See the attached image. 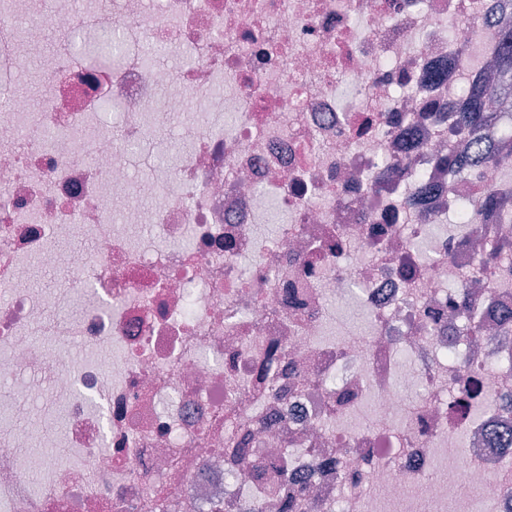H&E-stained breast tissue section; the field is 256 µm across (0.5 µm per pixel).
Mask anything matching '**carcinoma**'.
<instances>
[{
  "mask_svg": "<svg viewBox=\"0 0 512 512\" xmlns=\"http://www.w3.org/2000/svg\"><path fill=\"white\" fill-rule=\"evenodd\" d=\"M489 36L497 43L498 54L491 72L479 81H472L466 90L467 107L458 113L452 130L459 135L468 131H495V128L512 123V26L501 25L488 30ZM70 52L81 57L86 65L103 70L112 69L124 55V35L111 29L74 31L68 38ZM448 172L460 177L477 167H496L503 174H512V154L503 153L490 139L481 151L473 154L450 152L447 158ZM498 192L494 188L486 191L484 201L475 205L467 200L458 203L460 217L471 221L482 219L487 213H499L503 223L512 224V213L497 211ZM512 261V243H498L490 246L482 255L486 266H497Z\"/></svg>",
  "mask_w": 512,
  "mask_h": 512,
  "instance_id": "1",
  "label": "carcinoma"
}]
</instances>
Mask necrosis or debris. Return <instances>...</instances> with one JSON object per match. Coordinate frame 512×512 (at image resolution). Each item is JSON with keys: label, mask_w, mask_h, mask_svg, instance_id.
Listing matches in <instances>:
<instances>
[{"label": "necrosis or debris", "mask_w": 512, "mask_h": 512, "mask_svg": "<svg viewBox=\"0 0 512 512\" xmlns=\"http://www.w3.org/2000/svg\"><path fill=\"white\" fill-rule=\"evenodd\" d=\"M112 4L37 10L63 37L122 32L128 51L108 72L43 55L34 113L12 92L28 0H0V512H254L262 468L288 472L278 502L302 491L317 512H386L413 484L434 512L465 485L473 512H512V268L480 263L512 224L431 231L458 194L506 184L441 162L485 141L447 115L503 0ZM149 39L189 63L145 64ZM161 113L189 145L137 175L165 147ZM273 204L287 220L271 242ZM63 242L66 277L33 288ZM349 295L363 328L330 309ZM465 367L482 392L456 420ZM32 407L42 431L18 422Z\"/></svg>", "instance_id": "1"}]
</instances>
